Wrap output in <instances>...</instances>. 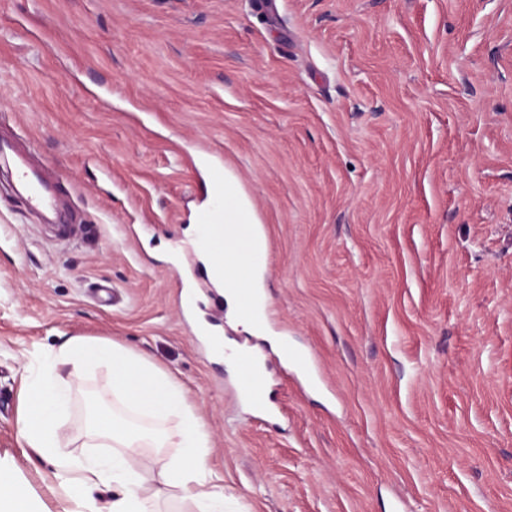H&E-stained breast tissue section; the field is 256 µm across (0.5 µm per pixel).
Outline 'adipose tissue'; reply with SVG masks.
I'll return each mask as SVG.
<instances>
[{"label": "adipose tissue", "mask_w": 512, "mask_h": 512, "mask_svg": "<svg viewBox=\"0 0 512 512\" xmlns=\"http://www.w3.org/2000/svg\"><path fill=\"white\" fill-rule=\"evenodd\" d=\"M224 249H238L237 225L254 221L253 207L232 175L224 177ZM54 367L26 379V403L19 418L25 447L55 466L61 512H153L163 494L191 501L196 512H224V488L214 484L209 466L210 440L174 378L120 347L94 344L82 337L63 341ZM64 366L67 376L56 368ZM106 367L108 382L87 399V434L95 454H66L69 443L62 410L72 382L87 369ZM173 417L175 430L146 425V418ZM173 445L174 456L139 459L142 449ZM108 487L111 497H96ZM0 512H35L27 486L13 463L0 458Z\"/></svg>", "instance_id": "obj_1"}]
</instances>
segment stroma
Segmentation results:
<instances>
[{
    "instance_id": "1",
    "label": "stroma",
    "mask_w": 512,
    "mask_h": 512,
    "mask_svg": "<svg viewBox=\"0 0 512 512\" xmlns=\"http://www.w3.org/2000/svg\"><path fill=\"white\" fill-rule=\"evenodd\" d=\"M0 133L84 227L0 163V458L41 512L22 374L71 336L175 377L236 512H512V0H0ZM201 152L267 230L269 333L315 368L279 373L273 419L180 317ZM108 379L73 384L70 453Z\"/></svg>"
}]
</instances>
